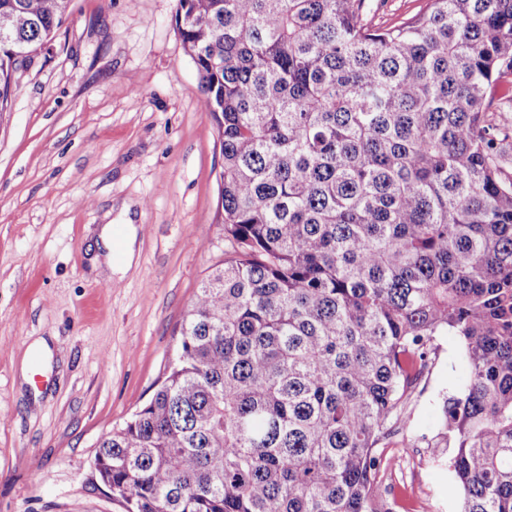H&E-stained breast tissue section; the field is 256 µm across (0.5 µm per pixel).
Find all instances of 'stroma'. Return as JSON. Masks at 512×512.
<instances>
[{
  "mask_svg": "<svg viewBox=\"0 0 512 512\" xmlns=\"http://www.w3.org/2000/svg\"><path fill=\"white\" fill-rule=\"evenodd\" d=\"M14 81L0 114V512H125L95 453L152 397L231 249L223 156L176 0H71ZM110 223L137 228L122 276L89 249ZM435 345L409 427L378 445L392 512H456L462 496L437 423L468 369L456 336Z\"/></svg>",
  "mask_w": 512,
  "mask_h": 512,
  "instance_id": "1",
  "label": "stroma"
}]
</instances>
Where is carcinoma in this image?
Segmentation results:
<instances>
[{"mask_svg":"<svg viewBox=\"0 0 512 512\" xmlns=\"http://www.w3.org/2000/svg\"><path fill=\"white\" fill-rule=\"evenodd\" d=\"M70 0H0L15 56ZM224 159L232 251L202 280L151 399L94 468L126 512H391L377 445L434 341L468 381L438 429L458 512H512V0H428L391 27L365 0H177Z\"/></svg>","mask_w":512,"mask_h":512,"instance_id":"cac0c4a2","label":"carcinoma"}]
</instances>
